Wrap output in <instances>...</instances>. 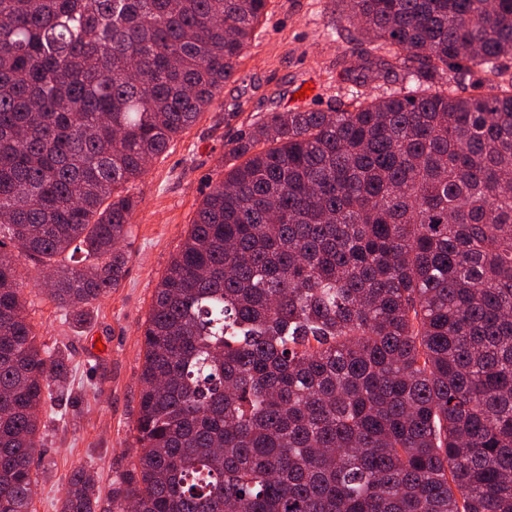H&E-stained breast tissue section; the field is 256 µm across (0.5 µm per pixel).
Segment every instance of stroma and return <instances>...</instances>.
<instances>
[{"instance_id":"stroma-1","label":"stroma","mask_w":512,"mask_h":512,"mask_svg":"<svg viewBox=\"0 0 512 512\" xmlns=\"http://www.w3.org/2000/svg\"><path fill=\"white\" fill-rule=\"evenodd\" d=\"M257 33L216 101L130 184L141 202L117 288L80 319L67 320L43 293L34 264L20 262L29 321L40 341L65 347L71 363L66 423L42 419L33 512H59L74 466L94 471L104 491L125 471L135 452L142 333L152 297L233 143L268 113L338 106L353 77L372 97L402 84L398 69H366L377 44L342 18L333 0H270ZM307 84L314 92L299 97Z\"/></svg>"}]
</instances>
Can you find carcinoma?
Listing matches in <instances>:
<instances>
[{
  "instance_id": "1",
  "label": "carcinoma",
  "mask_w": 512,
  "mask_h": 512,
  "mask_svg": "<svg viewBox=\"0 0 512 512\" xmlns=\"http://www.w3.org/2000/svg\"><path fill=\"white\" fill-rule=\"evenodd\" d=\"M269 0H0V512H31L68 315L117 287L128 184L230 81ZM407 85L237 139L155 289L135 459L60 512H512V0H349ZM491 80L485 79V75L478 71L465 76L459 83L451 84L454 94L466 97L477 94H495L500 88H509L512 84V59H505L499 75L491 76ZM495 86V89H491Z\"/></svg>"
}]
</instances>
